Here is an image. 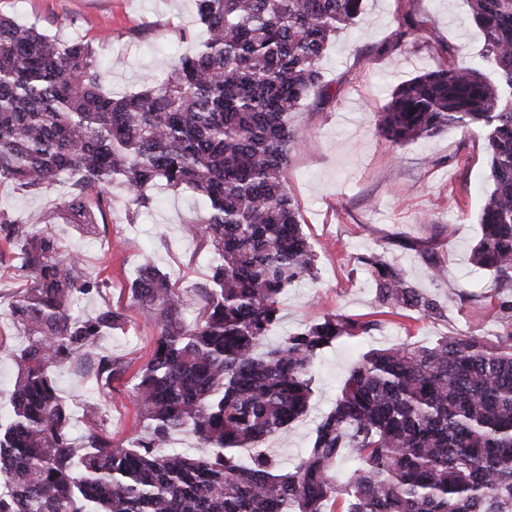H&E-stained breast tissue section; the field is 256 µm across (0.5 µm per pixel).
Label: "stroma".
Returning <instances> with one entry per match:
<instances>
[{
  "mask_svg": "<svg viewBox=\"0 0 512 512\" xmlns=\"http://www.w3.org/2000/svg\"><path fill=\"white\" fill-rule=\"evenodd\" d=\"M0 14L62 39L90 40L112 62L104 89L136 93L147 77L161 79L174 58L190 53L201 35L194 0H0ZM414 34L399 39L402 22ZM483 37L473 23L468 0H365L357 24L337 33L325 51L322 72L334 97L291 113L289 123L303 134L290 155L288 190L299 206V221L315 255L317 274L290 287L282 297L275 336L304 328L326 314L371 322L368 333L326 348L315 363L314 394L305 417L265 445L284 468H292L311 448L319 418L335 404L340 386L361 355L402 343L429 345L438 338L489 336L502 323L492 278L475 266L471 251L481 236L479 215L489 168L479 129L453 128L424 142L391 144L377 131L381 109L392 91L423 70L474 66ZM63 189L36 195L0 186V205L30 223H41L59 206ZM152 210L131 214L122 185L94 234L69 224L50 230L63 248L80 258L91 274L105 278L100 295L84 299L79 312L110 307L125 316L123 328L100 341L99 350L122 358L126 371L109 387L97 386V358L68 363L58 387L68 404L76 434L85 431L87 404L99 407L113 443H123L144 426L133 397L137 373L151 357L157 330L131 301L130 288L144 264L170 276L189 297L185 315L202 305L212 254L200 232L190 227L204 208L202 198L161 189ZM377 253L402 268L418 288L435 294L444 310L429 318L382 312L374 302L364 256ZM444 270L430 277V263ZM26 281L8 244L0 241V416L11 411L17 374L14 353L21 342L8 316V303Z\"/></svg>",
  "mask_w": 512,
  "mask_h": 512,
  "instance_id": "obj_1",
  "label": "stroma"
}]
</instances>
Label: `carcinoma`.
<instances>
[{
	"label": "carcinoma",
	"mask_w": 512,
	"mask_h": 512,
	"mask_svg": "<svg viewBox=\"0 0 512 512\" xmlns=\"http://www.w3.org/2000/svg\"><path fill=\"white\" fill-rule=\"evenodd\" d=\"M483 35L479 63L441 66L400 85L378 120L394 145L450 128L485 133L492 189L472 262L493 276L502 333L442 336L371 349L354 365L312 448L284 472L264 441L303 417L312 368L338 339L372 323L325 315L276 343L280 299L315 276L316 255L288 192L303 137L288 116L330 98L321 63L363 0H195L203 35L168 78L137 93L102 91L104 65L80 37L62 40L0 15V185L67 196L45 224L96 229L115 183L133 214L147 189L200 195L194 223L215 255L206 305L183 318L181 289L151 265L131 297L158 329L134 398L145 430L123 444L97 426L73 437L58 372L97 348L123 313L81 318L71 306L104 287L60 245L0 206V240L26 284L9 316L24 334L12 412L0 418V512H512V0H469ZM371 270L379 307L441 314L382 256ZM104 384L125 371L102 355ZM192 433V453L169 451Z\"/></svg>",
	"instance_id": "1"
}]
</instances>
